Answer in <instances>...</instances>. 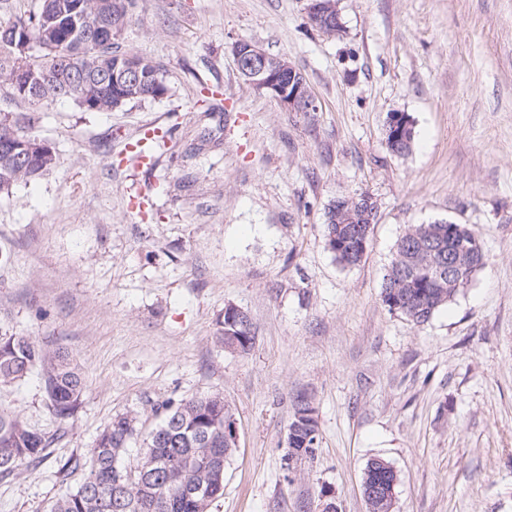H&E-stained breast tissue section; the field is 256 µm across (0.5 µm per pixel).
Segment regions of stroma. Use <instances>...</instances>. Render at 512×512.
Returning a JSON list of instances; mask_svg holds the SVG:
<instances>
[{"mask_svg":"<svg viewBox=\"0 0 512 512\" xmlns=\"http://www.w3.org/2000/svg\"><path fill=\"white\" fill-rule=\"evenodd\" d=\"M307 0H138L122 52L158 63L167 92L89 112L40 108L56 165L0 197V334L63 346L85 390L58 419L38 375L0 409L50 439L0 479V512H49L97 435L138 415L129 464L159 407L218 393L237 429L210 512H366L371 460L397 470L395 512H512V0H339L343 33ZM247 40L288 58L319 109L288 112L237 68ZM415 122L389 153V113ZM153 126L156 168L122 150ZM378 213L362 262L323 238L334 200ZM144 200L141 211L130 196ZM468 225L485 266L417 325L381 300L409 225ZM250 317L245 354L217 344L225 305ZM317 410L313 458L286 465L297 396ZM333 10L334 5L332 2L329 3L328 0H309L307 4V12L309 14L318 18H322L326 20L327 23H325L326 25L323 27V21L319 22L317 19L308 15L310 22L320 30L323 27V31L327 34H333L335 29L336 31L338 30L336 20H334L332 15ZM334 25H336L335 29L333 28ZM401 113L406 115L407 119L411 124V128L406 130L405 132L406 142L400 143L397 146H389L388 142L386 143L388 151L396 156H405L409 154L412 151L416 138L415 122L413 118L409 114H406L404 112ZM404 115L397 114L392 116L391 125L393 126L394 129H397L398 127H401V129L407 127Z\"/></svg>","mask_w":512,"mask_h":512,"instance_id":"35a3bbf8","label":"stroma"}]
</instances>
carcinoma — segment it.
Returning a JSON list of instances; mask_svg holds the SVG:
<instances>
[{"label": "carcinoma", "instance_id": "cac0c4a2", "mask_svg": "<svg viewBox=\"0 0 512 512\" xmlns=\"http://www.w3.org/2000/svg\"><path fill=\"white\" fill-rule=\"evenodd\" d=\"M61 3L79 6V13L96 26L92 35L73 27L71 17L59 16ZM137 0H41L37 10L24 11L0 23V90L12 98L34 105L70 99L93 112L111 111L131 101L156 99L167 87L162 68L151 60L122 53L116 37L133 17ZM38 48L41 55L30 60L22 53ZM71 67L79 80L66 85L59 70ZM133 67L139 72L137 85L102 82L101 74ZM35 117L29 113H0V195L12 193L14 185L31 182L57 161L54 150L43 151L41 139L31 132ZM31 156L30 166H14L12 153ZM357 219L343 223L336 204L326 213L324 240L327 250L344 268L364 258V239L369 220L376 218V201L367 194L357 196ZM476 242L471 259L475 266L448 278L437 257L448 253L453 242ZM486 264L479 239L465 224L438 221L410 226L399 239L390 270L384 277L381 298L392 312L417 325L428 322L452 302L462 284L472 281ZM216 342L224 347L238 344L237 352L253 347V326H244L234 316L217 322ZM42 377L54 415L73 414L84 390L82 369L64 348L47 349L33 337L0 336V384L24 380L31 372ZM316 408L305 396L297 398L290 426L295 435L288 444L303 459L315 448H301L300 440L318 438ZM136 432V418L117 416L97 436L89 451L88 474L74 491L58 498L50 512H209L224 495V397L216 394L163 405V416L150 433L146 453L136 470H127V443ZM49 438L32 429L15 414L0 411V479L14 474L24 463L46 458ZM364 478L391 491L399 483L395 468L386 460L368 463Z\"/></svg>", "mask_w": 512, "mask_h": 512}]
</instances>
